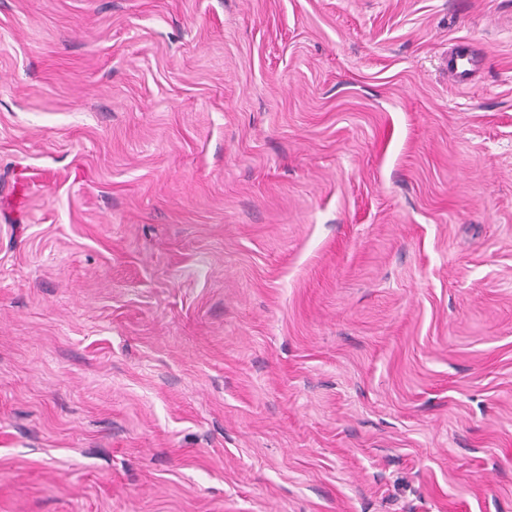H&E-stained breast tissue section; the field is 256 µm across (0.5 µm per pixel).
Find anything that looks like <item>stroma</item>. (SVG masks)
<instances>
[{"instance_id": "1", "label": "stroma", "mask_w": 512, "mask_h": 512, "mask_svg": "<svg viewBox=\"0 0 512 512\" xmlns=\"http://www.w3.org/2000/svg\"><path fill=\"white\" fill-rule=\"evenodd\" d=\"M0 512H512V0H0Z\"/></svg>"}]
</instances>
